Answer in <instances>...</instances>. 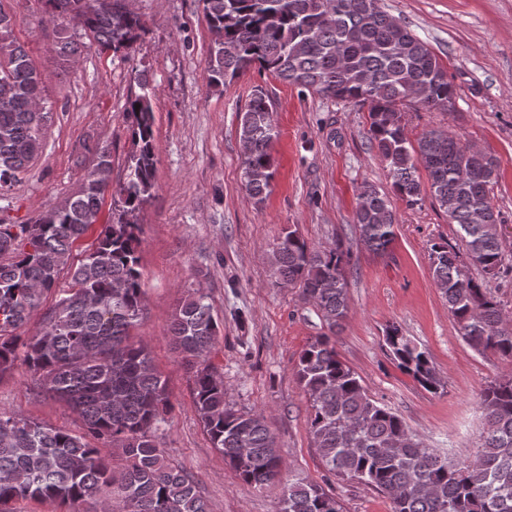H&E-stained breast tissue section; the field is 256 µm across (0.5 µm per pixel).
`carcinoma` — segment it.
<instances>
[{
	"mask_svg": "<svg viewBox=\"0 0 512 512\" xmlns=\"http://www.w3.org/2000/svg\"><path fill=\"white\" fill-rule=\"evenodd\" d=\"M382 0H202L213 34L206 69L219 87L257 65L274 77L324 98L369 105V138L387 163L394 192L413 206L421 200L417 172L449 223L458 226L469 258L486 278L504 268L501 242L488 226L501 223L490 196L496 161L461 139L432 129L417 144L407 138L402 105L431 110L453 105L455 89L430 46L393 19ZM55 27L54 51L68 59L81 45L67 35L81 27L104 50L129 47L143 29L121 0H46ZM128 101L132 149L117 189L112 220L93 248L71 263L74 244L112 187V156L95 152L79 190L32 224H0V378L19 366L39 377L43 391L68 403L85 432L67 431L0 410V512L19 499L79 504L98 499L96 512H209L196 482L167 459L156 431L172 405L146 347L130 330L144 313L138 216L155 187L151 88ZM41 78L13 19L0 8V186L18 179L41 152L47 113L34 110ZM246 191L263 199L273 177L278 131L269 98L251 94L238 129ZM358 240L388 251L397 217L386 196L361 185L354 212ZM432 276L468 344L512 358V318L486 285L474 280L452 246H431ZM338 245L314 251L295 230L274 244L276 283L299 287L330 332L348 314L346 267ZM71 287L54 290L65 267ZM56 291L42 329L18 333ZM220 326L201 288L188 293L170 328L171 340L196 367L193 396L200 421L224 462L247 484L275 482L282 458L260 413H239L225 400L224 379L208 364ZM385 344L398 366L422 387L440 383L428 352L393 325ZM297 378L309 396V432L326 471L386 495L392 512H512V376L480 393L487 418L473 460L437 453L403 419L368 394L329 338L303 349ZM121 450L120 470L100 447ZM280 512H343L322 486L288 484Z\"/></svg>",
	"mask_w": 512,
	"mask_h": 512,
	"instance_id": "obj_1",
	"label": "carcinoma"
}]
</instances>
